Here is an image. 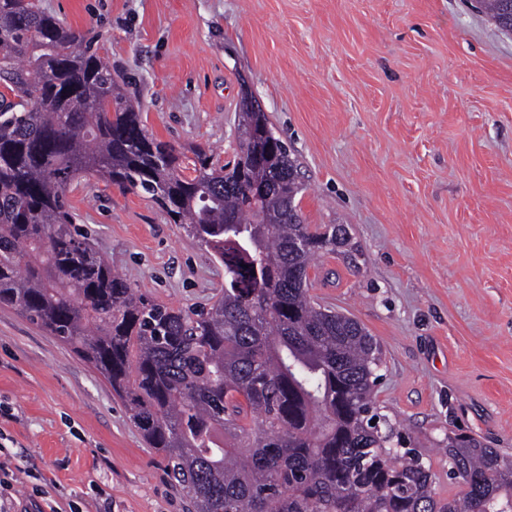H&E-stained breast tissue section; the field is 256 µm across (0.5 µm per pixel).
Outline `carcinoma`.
<instances>
[{
  "instance_id": "obj_1",
  "label": "carcinoma",
  "mask_w": 512,
  "mask_h": 512,
  "mask_svg": "<svg viewBox=\"0 0 512 512\" xmlns=\"http://www.w3.org/2000/svg\"><path fill=\"white\" fill-rule=\"evenodd\" d=\"M512 32V0H477ZM32 0H0V306L71 346L110 384L192 512H512V456L466 433L443 453L461 496L436 500L411 437L379 411L383 364L357 320L308 295L323 252L350 260L344 224L311 227L301 165L244 161L245 136L272 131L237 113L239 153L218 166L194 149V176L94 49ZM96 176L140 190L224 265L206 309L133 289L74 227L67 184ZM269 190L256 202L250 183Z\"/></svg>"
}]
</instances>
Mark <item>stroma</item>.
Instances as JSON below:
<instances>
[{
    "instance_id": "stroma-1",
    "label": "stroma",
    "mask_w": 512,
    "mask_h": 512,
    "mask_svg": "<svg viewBox=\"0 0 512 512\" xmlns=\"http://www.w3.org/2000/svg\"><path fill=\"white\" fill-rule=\"evenodd\" d=\"M141 105L146 131L233 161L250 92L301 164L305 223L344 224L309 294L383 351L376 402L457 497L448 434L512 453V34L473 0H35ZM76 226L135 288L210 306L224 266L140 191L91 176ZM0 507L189 512L109 383L0 306Z\"/></svg>"
}]
</instances>
